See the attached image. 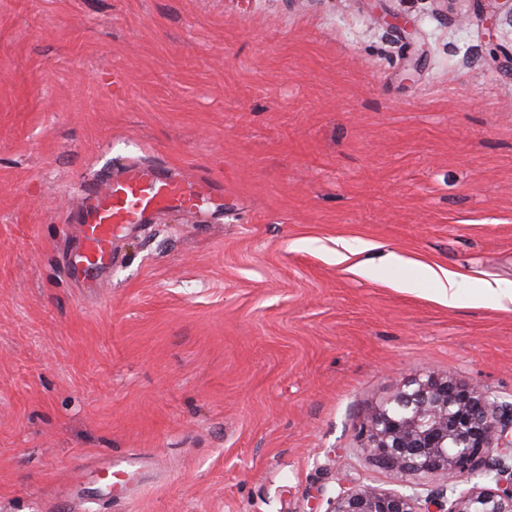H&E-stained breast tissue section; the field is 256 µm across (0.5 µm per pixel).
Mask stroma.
Listing matches in <instances>:
<instances>
[{
    "label": "stroma",
    "instance_id": "35a3bbf8",
    "mask_svg": "<svg viewBox=\"0 0 512 512\" xmlns=\"http://www.w3.org/2000/svg\"><path fill=\"white\" fill-rule=\"evenodd\" d=\"M510 49L475 0H0V512L443 485L367 424L430 374L512 396V305L470 299L512 292ZM131 163L217 190L80 287L79 188ZM425 272L430 280L436 282L440 297L443 300H448V305H456L461 290L457 277L440 267H426Z\"/></svg>",
    "mask_w": 512,
    "mask_h": 512
}]
</instances>
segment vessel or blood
Returning <instances> with one entry per match:
<instances>
[{
	"instance_id": "1",
	"label": "vessel or blood",
	"mask_w": 512,
	"mask_h": 512,
	"mask_svg": "<svg viewBox=\"0 0 512 512\" xmlns=\"http://www.w3.org/2000/svg\"><path fill=\"white\" fill-rule=\"evenodd\" d=\"M213 186L209 180L187 181L164 167L132 165L109 179L104 192L85 191V208L78 227L81 250L73 277L96 283L112 265V235L117 224L141 223L146 214L161 210L196 209Z\"/></svg>"
}]
</instances>
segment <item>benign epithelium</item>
Instances as JSON below:
<instances>
[{"label":"benign epithelium","instance_id":"benign-epithelium-1","mask_svg":"<svg viewBox=\"0 0 512 512\" xmlns=\"http://www.w3.org/2000/svg\"><path fill=\"white\" fill-rule=\"evenodd\" d=\"M368 433L376 462L398 471H442L447 486L424 495L341 490L325 512H512L511 400L429 375L376 410ZM465 475L485 485L458 494L456 481Z\"/></svg>","mask_w":512,"mask_h":512}]
</instances>
